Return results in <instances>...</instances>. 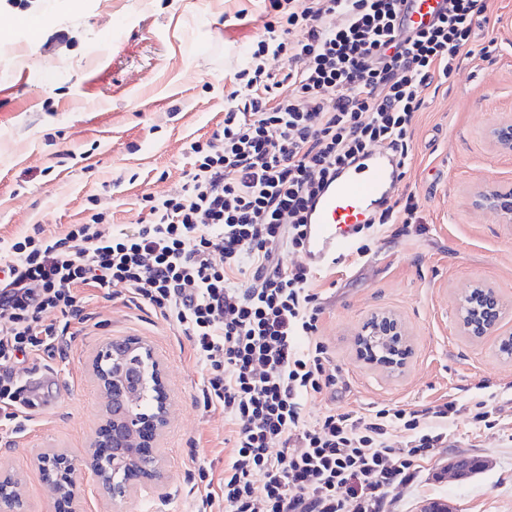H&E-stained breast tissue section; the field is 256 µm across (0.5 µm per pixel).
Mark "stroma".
Masks as SVG:
<instances>
[{
	"mask_svg": "<svg viewBox=\"0 0 512 512\" xmlns=\"http://www.w3.org/2000/svg\"><path fill=\"white\" fill-rule=\"evenodd\" d=\"M268 12V0H28L0 8L8 29L0 36V246L64 235L85 222L93 197L108 237L138 224L144 196L180 191L188 145L223 122L239 52L259 40ZM487 13L496 24L478 30L476 45L495 51L463 59L448 82L426 88L413 121L412 159L394 196H417L426 233H385L369 257L318 283L319 337L339 385L308 402L306 419L464 403L512 385V358L500 355L498 337L474 341L456 328V300L475 281L512 303V225L470 203L477 185L512 182V154L484 138L512 114V0H487ZM15 16L39 22L38 41L11 28ZM86 296V321L44 311L42 322L62 336L5 364L18 380L43 382L47 400L23 414L0 407V471L22 477L30 512H49L35 459L47 448L84 453L101 411L91 359L110 341L136 337L164 360L172 409L161 444L163 494L133 498L122 512H202L206 491L224 481L233 434L222 409L207 404L208 372L192 341L124 284ZM383 310L399 317L412 344L395 375L353 347L366 318ZM499 416L491 429L474 428L465 412L450 422L445 447L413 483L391 490L386 512H421L432 501L453 512H512V404ZM462 456L487 465L459 481L445 476Z\"/></svg>",
	"mask_w": 512,
	"mask_h": 512,
	"instance_id": "1",
	"label": "stroma"
}]
</instances>
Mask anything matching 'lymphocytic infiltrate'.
<instances>
[{"mask_svg": "<svg viewBox=\"0 0 512 512\" xmlns=\"http://www.w3.org/2000/svg\"><path fill=\"white\" fill-rule=\"evenodd\" d=\"M399 2L310 0L298 13L291 0H269L273 17L246 52L223 125L189 146L181 192L147 198L133 230L102 236L106 215L96 212L64 236L27 237L0 255V361L57 340V328L40 322L46 309L84 320L83 286L125 283L189 336L209 372L207 401L234 432L224 512H384L391 488L415 480L461 410L493 428L494 404L512 402L505 389L465 408L451 400L302 416L337 375L318 337L317 274L303 264L281 270L279 252L303 250L316 197L371 144L408 166L424 89L474 54L473 24L486 12L484 0H446L437 22L403 38ZM269 54L287 56L286 75L266 71ZM393 229L425 232L415 195L366 224L355 255L368 256ZM273 438L282 443L274 457ZM256 472L265 478L259 492Z\"/></svg>", "mask_w": 512, "mask_h": 512, "instance_id": "obj_1", "label": "lymphocytic infiltrate"}]
</instances>
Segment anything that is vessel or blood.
I'll list each match as a JSON object with an SVG mask.
<instances>
[{"mask_svg": "<svg viewBox=\"0 0 512 512\" xmlns=\"http://www.w3.org/2000/svg\"><path fill=\"white\" fill-rule=\"evenodd\" d=\"M443 5L444 0H401V29L411 31L430 22ZM398 180L395 162L382 148L367 151L341 170L335 182L316 198L309 214L305 264L322 269L332 260L350 257L356 227L369 223L371 214L384 207Z\"/></svg>", "mask_w": 512, "mask_h": 512, "instance_id": "1", "label": "vessel or blood"}]
</instances>
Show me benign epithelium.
<instances>
[{
	"mask_svg": "<svg viewBox=\"0 0 512 512\" xmlns=\"http://www.w3.org/2000/svg\"><path fill=\"white\" fill-rule=\"evenodd\" d=\"M484 137L498 152L512 153V116L488 128ZM471 205L498 213L512 224V183L491 181L475 188ZM509 305L495 287L478 281L458 300L457 323L465 336L483 338L499 328ZM367 363L389 373L402 371L412 352L399 318L387 311L372 313L355 340ZM92 369L103 397L102 420L83 457L48 449L37 458L38 469L53 499V512H85L82 470L91 473L99 491L120 506L145 489L164 481L161 442L171 406L163 362L149 343L134 337L114 340L99 350ZM0 512H28L22 478L0 472Z\"/></svg>",
	"mask_w": 512,
	"mask_h": 512,
	"instance_id": "benign-epithelium-1",
	"label": "benign epithelium"
}]
</instances>
